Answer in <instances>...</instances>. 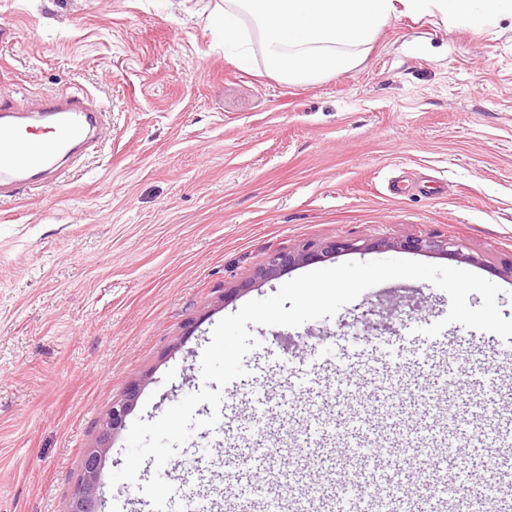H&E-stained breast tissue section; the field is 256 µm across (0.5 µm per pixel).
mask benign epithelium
<instances>
[{
    "mask_svg": "<svg viewBox=\"0 0 512 512\" xmlns=\"http://www.w3.org/2000/svg\"><path fill=\"white\" fill-rule=\"evenodd\" d=\"M375 246L403 251L441 250L472 263L478 262L477 257L462 254V245L453 239L434 240L402 235L377 241ZM360 249L362 246L353 241L337 240L323 247L303 244L288 252L274 251L269 257L267 266L259 269L255 278L270 279L282 268L308 263L319 255L326 256ZM139 390L140 384L135 383L129 388L125 399L112 403L96 444L86 449L83 454L80 486L66 502L64 512H102L103 500L100 496V488L105 459L112 447V437L118 430L124 428L131 403L136 399Z\"/></svg>",
    "mask_w": 512,
    "mask_h": 512,
    "instance_id": "obj_1",
    "label": "benign epithelium"
}]
</instances>
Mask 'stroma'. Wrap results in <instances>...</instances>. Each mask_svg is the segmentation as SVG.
I'll list each match as a JSON object with an SVG mask.
<instances>
[{
	"label": "stroma",
	"instance_id": "stroma-1",
	"mask_svg": "<svg viewBox=\"0 0 512 512\" xmlns=\"http://www.w3.org/2000/svg\"><path fill=\"white\" fill-rule=\"evenodd\" d=\"M224 0H0V96L21 108L46 94L85 92L108 106L91 149L60 184L0 204V512H62L79 486L82 454L114 401L141 390L130 418L157 419L202 385L212 330L286 282L344 262L393 259L380 239L411 235L462 244L478 263L442 252L414 260L475 273L502 289L512 319V21L448 25L440 16L392 19L362 63L315 85L245 71L218 42ZM339 238L358 251L281 271H256L275 250ZM251 281L248 290L239 285ZM375 307L370 321H354ZM446 293L423 280L378 284L331 318L255 326L245 377L222 388L247 416L270 382L289 437L293 383L310 369L336 395L373 383L354 353L403 348L418 364L417 332L443 319ZM455 359L437 357L422 383H446L463 429L464 382L512 387V355L493 334L447 327ZM417 370V369H416ZM195 430L174 456L193 469L214 434Z\"/></svg>",
	"mask_w": 512,
	"mask_h": 512
}]
</instances>
